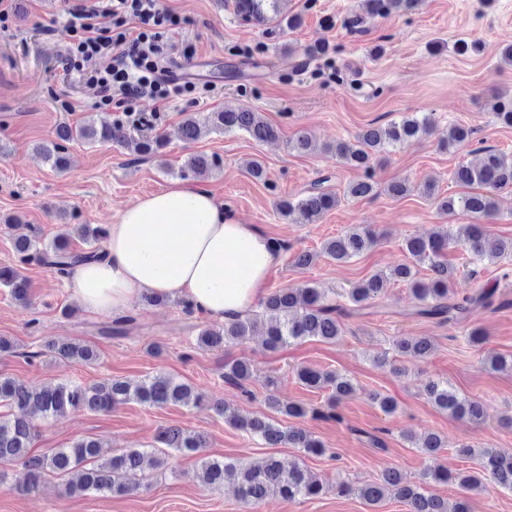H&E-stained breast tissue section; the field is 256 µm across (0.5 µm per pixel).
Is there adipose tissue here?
Wrapping results in <instances>:
<instances>
[{"instance_id":"1","label":"adipose tissue","mask_w":512,"mask_h":512,"mask_svg":"<svg viewBox=\"0 0 512 512\" xmlns=\"http://www.w3.org/2000/svg\"><path fill=\"white\" fill-rule=\"evenodd\" d=\"M104 250V261L71 274L81 308L120 313L139 295L159 293L218 321L242 314L263 294L277 259L268 237L235 219L210 190L187 182L121 210Z\"/></svg>"}]
</instances>
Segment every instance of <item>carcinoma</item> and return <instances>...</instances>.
<instances>
[{
    "label": "carcinoma",
    "instance_id": "cac0c4a2",
    "mask_svg": "<svg viewBox=\"0 0 512 512\" xmlns=\"http://www.w3.org/2000/svg\"><path fill=\"white\" fill-rule=\"evenodd\" d=\"M280 0H235L238 14L247 21L265 24L280 14ZM418 0H365L366 12L376 16H390L407 13L417 5ZM154 116L143 112L129 113L125 121L112 122L104 116L92 117L75 125L60 124L55 138L47 144L38 145L44 161L56 172H64L68 166V145L73 142L86 144L116 143L140 156L156 157L164 147V137H134L131 130L151 125ZM243 131L256 142H267L277 137V130L260 113L246 108L226 109L210 112L204 117L190 115L180 127V137L193 142L209 133H234ZM435 135L441 147L450 151L469 144L473 129L455 123L446 129L437 126L431 114L404 116L384 124H369L356 136L355 142L336 144V156L344 162L367 172L365 179L347 187L346 194L355 198L373 195L376 182L369 175L376 156L400 149L409 142ZM291 149L308 153L317 149L310 133L299 132L289 141ZM482 154L479 164L473 166L460 163L451 173L453 182L470 189L459 196H448L438 200V208L446 213L462 210L477 218L490 217L495 213V193L512 188V159L505 158L492 147H479ZM222 159L216 155L193 154L181 167L180 175L204 179L221 168ZM336 193L319 183L313 184L296 201H282L278 204L280 214L299 224H313L325 213L339 204ZM96 248L79 251L72 245V235ZM107 236L106 228L97 225L79 224L74 231H65L50 243L23 237L14 241L13 247L23 262L35 261L52 268L61 277H68L72 270L85 262L98 261L105 257L100 247ZM376 242L372 231L365 225L350 227L343 234L326 241L321 251H300L294 256L299 268L312 266L324 257L338 264L347 263L370 249ZM462 247L477 266L484 261L491 263L512 260V239L490 240L483 224H460L456 228L441 225L427 236H414L405 241V250L410 262L400 264L389 271H380L359 281L346 292L345 303L331 302L321 288L279 289L270 293L260 302L261 311L255 314H241L224 321L220 329L204 328L198 342L209 349L241 343L253 335L257 326L263 327L266 348L271 352L306 339H317L333 343L343 333V319L364 314V311L382 298L387 286L393 281L410 285L417 301L414 314L435 319L440 323H456L467 314L470 306L492 304L494 291L482 290L475 295L456 297L451 291L456 276V267L448 262V250ZM428 265L431 275L426 279L418 277L417 266ZM0 287L10 290L11 296L22 304L29 302V281L15 269L0 268ZM402 355L426 357L434 347L428 336L401 338L394 344ZM46 354L60 361L93 363L98 351L81 342H49ZM253 377L250 365L241 361L224 362V383L235 386L250 396L252 391L246 383ZM298 381L314 389H330L332 398L340 400L354 389L350 379L333 371H324L303 366L296 371ZM424 391L432 403L450 415L473 424L483 422L481 404L460 395L444 380H430ZM137 401L149 407L166 404H189L201 402V397L192 388L173 378L157 374L140 381L112 378L89 386L60 383L29 388L15 379L0 374V407L10 410L0 415V461L19 462L27 471L29 487L35 488L48 475L67 479V490L71 493L94 492L110 496L136 493L140 489L139 473L145 461L159 466L163 459L134 448L107 459L101 458V444L95 440L82 439L68 448H55L47 454L31 453L36 426L31 415L38 412L45 418L57 417L70 409L83 408L92 412H109L115 406L128 401ZM267 407L272 414L242 417L221 403L213 404L214 410L224 415V420L268 446L288 445L301 448L307 454L322 456L326 448L306 430L297 426L282 425L275 415L288 418H303L307 410L291 403L279 404L275 396L267 398ZM159 439L166 448L176 452L197 453L206 447L203 435L186 431L180 427H166ZM414 447L433 457L443 448L441 438L427 432L419 437H408ZM460 455L478 461V468L456 476L439 466H430L416 485L405 483L400 473L391 468L385 470L375 483L353 486L347 482L336 485L340 494H354L368 506L375 507L386 497L392 496L408 507V512H468L467 501L459 498L450 501L426 490L425 484L455 481L466 492H478L491 481L500 489L512 492V448H484L479 451L464 446L458 449ZM232 475L238 480L239 497L244 503L258 502L269 496H280L289 501L309 499L318 496L323 483L309 471L296 466H284L270 457L260 465L240 460H216L208 456L200 459L196 479L208 487H220L224 477Z\"/></svg>",
    "mask_w": 512,
    "mask_h": 512
}]
</instances>
